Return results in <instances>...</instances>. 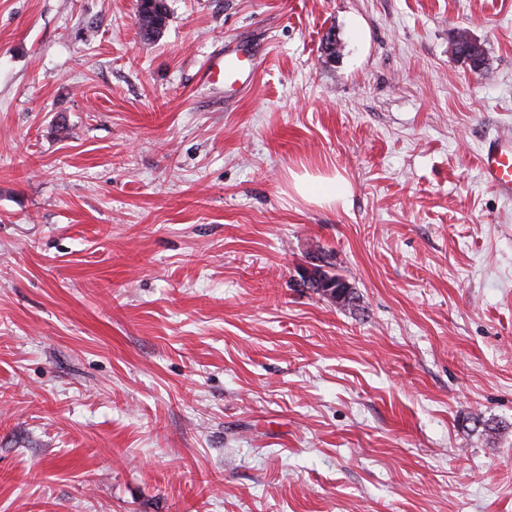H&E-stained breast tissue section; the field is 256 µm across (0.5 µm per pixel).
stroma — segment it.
I'll return each instance as SVG.
<instances>
[{
    "label": "stroma",
    "instance_id": "1",
    "mask_svg": "<svg viewBox=\"0 0 512 512\" xmlns=\"http://www.w3.org/2000/svg\"><path fill=\"white\" fill-rule=\"evenodd\" d=\"M167 7L0 0V512H512V0ZM144 1L142 8L137 11V23L144 40H155L156 38L147 36V31L153 30L157 37L161 35L168 19L167 5L165 0ZM257 66L255 51L244 46L224 48L218 61L208 67L203 75L211 85L224 86V95H227L251 85ZM479 170L486 184L512 197V136L485 144L479 155ZM294 187L305 200L319 205L345 203L350 194L348 182L339 175L315 176L308 173L293 175ZM326 271L325 265L310 262L303 266L299 283L303 288H309L313 292H323L325 288H330L328 290H331L339 298V302L344 299L348 301L350 296L346 288L350 287L343 282L336 283V280L345 279L330 272L336 278L335 280Z\"/></svg>",
    "mask_w": 512,
    "mask_h": 512
}]
</instances>
